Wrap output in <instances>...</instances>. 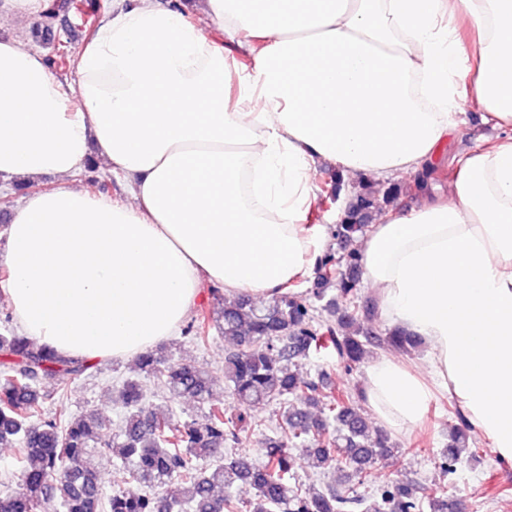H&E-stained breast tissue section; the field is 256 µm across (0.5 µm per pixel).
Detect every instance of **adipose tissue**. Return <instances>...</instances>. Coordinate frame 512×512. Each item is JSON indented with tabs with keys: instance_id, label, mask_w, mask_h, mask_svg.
Instances as JSON below:
<instances>
[{
	"instance_id": "ef3b65f1",
	"label": "adipose tissue",
	"mask_w": 512,
	"mask_h": 512,
	"mask_svg": "<svg viewBox=\"0 0 512 512\" xmlns=\"http://www.w3.org/2000/svg\"><path fill=\"white\" fill-rule=\"evenodd\" d=\"M112 0L76 82L0 36V181L52 175L15 208L7 296L62 356H132L173 335L203 286L270 299L308 276L318 165L382 184L437 159L468 103L509 134L458 161L449 192L359 242L381 315L422 339L427 376L368 361L363 399L411 432L436 389L512 465V0ZM254 65L234 70L225 38ZM128 198L72 188L91 157Z\"/></svg>"
}]
</instances>
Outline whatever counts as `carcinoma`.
Masks as SVG:
<instances>
[{"label":"carcinoma","mask_w":512,"mask_h":512,"mask_svg":"<svg viewBox=\"0 0 512 512\" xmlns=\"http://www.w3.org/2000/svg\"><path fill=\"white\" fill-rule=\"evenodd\" d=\"M68 0H45L38 19L29 28L31 38L50 49L51 69L65 72L75 64L71 42L57 40L56 18ZM402 187L364 184L350 195L334 226L342 253L322 254L315 265L310 292L285 290L258 305L247 294L224 298L215 322L236 349L224 356V381L239 412L209 403L211 377L191 365L177 363L162 350L137 356V368L163 382L169 397L192 396L209 404L201 420L175 422L169 410L148 408L141 383L126 379L121 398L126 409L114 441L100 439L102 422L84 415L65 420L44 416V406L57 397L43 390L47 379L83 376L93 365L82 358L65 357L19 334H0V443L17 439L20 491L0 497V512H42L50 502L59 512H448L455 489L454 475L461 454L482 457L469 449V436L452 431L441 449L439 468L448 484L435 492L410 480H391L365 495L375 465L397 451L387 432L370 430L353 398L327 384L323 372L312 376L296 370L295 359L324 350L352 372L368 357V346L378 342L369 321V305L351 306L358 284L360 254L351 248L372 221L385 214ZM336 286L343 304L330 302L335 323L316 316L314 302ZM385 341L399 350L413 349L417 340L394 327ZM277 401L283 405L274 435L266 438L264 462L255 466L241 453L224 454L247 442L254 429L247 411ZM320 407L319 413L310 411ZM116 448L126 486L107 494L86 457L98 444ZM317 467L336 466L346 472L344 483L327 485L310 495L292 484L298 457ZM208 459L205 467L197 465ZM179 479L181 495L164 497L155 489ZM236 482L248 484L254 498L233 497Z\"/></svg>","instance_id":"carcinoma-1"}]
</instances>
